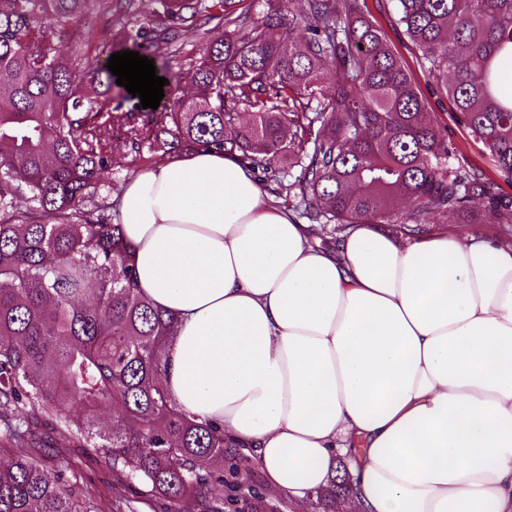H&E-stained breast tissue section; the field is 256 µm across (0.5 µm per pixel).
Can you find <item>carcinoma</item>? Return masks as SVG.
I'll return each instance as SVG.
<instances>
[{
  "instance_id": "carcinoma-1",
  "label": "carcinoma",
  "mask_w": 512,
  "mask_h": 512,
  "mask_svg": "<svg viewBox=\"0 0 512 512\" xmlns=\"http://www.w3.org/2000/svg\"><path fill=\"white\" fill-rule=\"evenodd\" d=\"M133 2L0 0V442L29 449L0 465V512H135L133 501L274 512L247 455L180 412L161 382L175 317L140 295L112 204L85 207L114 144L130 166L146 143L169 157L237 153L322 243L353 224L405 235L485 214L512 224V196L459 162L367 0H155L147 35L126 26ZM388 2L435 93L512 181V0ZM94 3L123 32L121 50L158 76L188 35L212 24L224 36L189 63L192 94L125 111L112 106L107 66L63 53L91 39L73 22ZM62 448L107 467L134 498L81 486ZM349 489L343 474L319 491L324 512Z\"/></svg>"
}]
</instances>
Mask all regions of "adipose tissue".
Listing matches in <instances>:
<instances>
[{"label": "adipose tissue", "mask_w": 512, "mask_h": 512, "mask_svg": "<svg viewBox=\"0 0 512 512\" xmlns=\"http://www.w3.org/2000/svg\"><path fill=\"white\" fill-rule=\"evenodd\" d=\"M120 215L140 294L177 319L166 389L268 497L309 512L342 457L338 512H512V243L356 224L314 245L206 151L133 175Z\"/></svg>", "instance_id": "1"}]
</instances>
